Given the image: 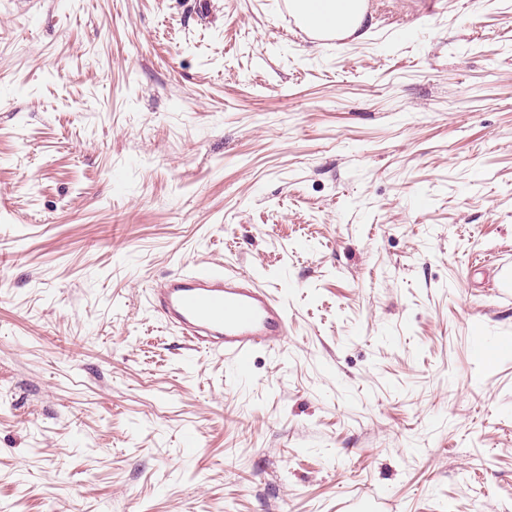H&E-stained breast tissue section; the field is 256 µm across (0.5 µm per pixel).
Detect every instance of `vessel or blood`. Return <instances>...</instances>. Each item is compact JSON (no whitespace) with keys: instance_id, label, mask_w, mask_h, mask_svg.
<instances>
[{"instance_id":"1","label":"vessel or blood","mask_w":512,"mask_h":512,"mask_svg":"<svg viewBox=\"0 0 512 512\" xmlns=\"http://www.w3.org/2000/svg\"><path fill=\"white\" fill-rule=\"evenodd\" d=\"M146 299L195 350L224 357L242 375L256 351L281 352L288 334L285 301L254 276L220 264L182 271Z\"/></svg>"}]
</instances>
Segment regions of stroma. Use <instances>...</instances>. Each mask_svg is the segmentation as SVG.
<instances>
[{"instance_id": "stroma-1", "label": "stroma", "mask_w": 512, "mask_h": 512, "mask_svg": "<svg viewBox=\"0 0 512 512\" xmlns=\"http://www.w3.org/2000/svg\"><path fill=\"white\" fill-rule=\"evenodd\" d=\"M365 6L0 0V512H512V0ZM201 262L288 286L248 380ZM311 28H332L337 37L356 34L365 23L363 0H292ZM146 299L199 352L224 356L241 375L256 351H282L288 336L285 301L254 276L221 264L199 265L151 288Z\"/></svg>"}]
</instances>
